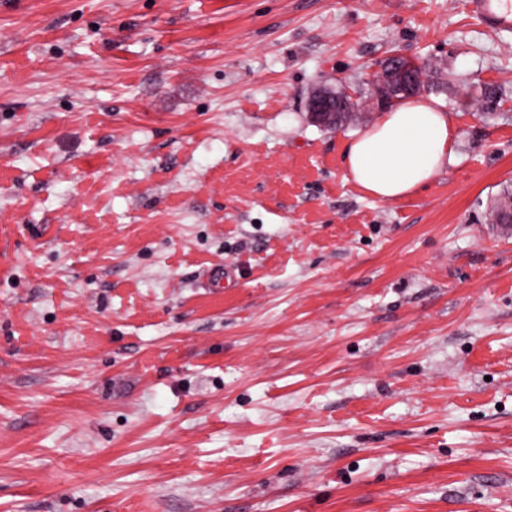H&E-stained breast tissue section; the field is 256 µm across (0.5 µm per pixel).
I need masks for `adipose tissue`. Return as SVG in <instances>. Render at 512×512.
Returning a JSON list of instances; mask_svg holds the SVG:
<instances>
[{
    "label": "adipose tissue",
    "instance_id": "obj_1",
    "mask_svg": "<svg viewBox=\"0 0 512 512\" xmlns=\"http://www.w3.org/2000/svg\"><path fill=\"white\" fill-rule=\"evenodd\" d=\"M457 136L453 116L435 98L402 99L349 140L345 177L378 200L407 197L451 161Z\"/></svg>",
    "mask_w": 512,
    "mask_h": 512
}]
</instances>
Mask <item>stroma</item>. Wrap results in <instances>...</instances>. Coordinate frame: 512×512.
Listing matches in <instances>:
<instances>
[{"instance_id": "stroma-1", "label": "stroma", "mask_w": 512, "mask_h": 512, "mask_svg": "<svg viewBox=\"0 0 512 512\" xmlns=\"http://www.w3.org/2000/svg\"><path fill=\"white\" fill-rule=\"evenodd\" d=\"M394 52L459 137L383 202ZM507 187L466 0H0V512H512ZM417 65L395 53L381 65V72L371 82V91L378 104L387 105L400 97L417 93L421 82ZM355 104L350 100L348 92H318L310 100L309 110L312 120L320 125L340 128L338 112H348Z\"/></svg>"}]
</instances>
